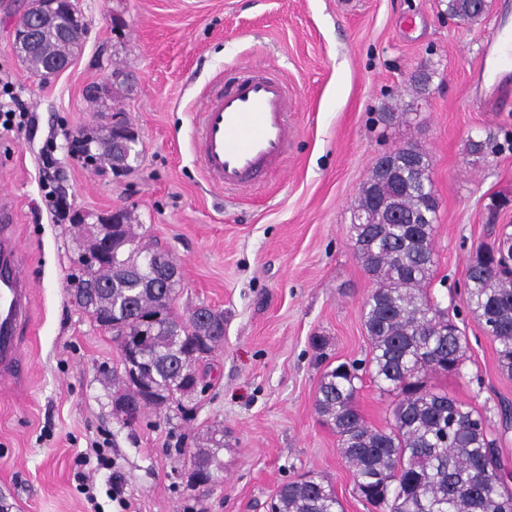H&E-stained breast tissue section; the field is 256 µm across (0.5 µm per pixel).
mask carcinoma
Instances as JSON below:
<instances>
[{
  "label": "carcinoma",
  "instance_id": "carcinoma-1",
  "mask_svg": "<svg viewBox=\"0 0 512 512\" xmlns=\"http://www.w3.org/2000/svg\"><path fill=\"white\" fill-rule=\"evenodd\" d=\"M488 3L448 0V15L464 21L480 19ZM81 38L44 24L22 56L43 75L44 64L68 59ZM136 142L121 143L97 134L86 137L72 154L88 163L131 170ZM468 153L487 157L497 151L489 140H469ZM395 179L381 181L371 169L355 206L353 250L375 288L362 307L371 340L368 364L381 389L395 394L386 426L369 425L356 408L360 366L339 363L320 380L315 407L336 429L339 451L354 469L355 486L375 512H512V489L490 438L487 417L469 405L427 386L432 374L453 373L464 361L466 340L448 314L427 291L435 265L433 237L439 203L432 188L430 159L415 144L387 155ZM112 231V256L91 271L77 257L79 274L73 290L86 298L88 318L108 316L125 325L129 337L140 333L142 319L152 318L150 335L136 342V356L122 357L123 371L112 389L127 396L152 390L150 404L158 413L183 411L194 380L191 366L201 352L224 342V313L203 320L183 318L172 309L178 271L162 265L153 275L137 263L152 248L142 244L131 212H120ZM105 280L100 292L91 280ZM470 310L496 343L499 368L512 377V239L483 245L467 270ZM211 448L191 456L193 469L209 489L221 468L224 444L210 438ZM271 512H342L331 483L310 474L281 486Z\"/></svg>",
  "mask_w": 512,
  "mask_h": 512
}]
</instances>
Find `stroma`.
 Segmentation results:
<instances>
[{"instance_id": "1", "label": "stroma", "mask_w": 512, "mask_h": 512, "mask_svg": "<svg viewBox=\"0 0 512 512\" xmlns=\"http://www.w3.org/2000/svg\"><path fill=\"white\" fill-rule=\"evenodd\" d=\"M0 9V73L29 111L22 129H0V194L10 197L13 232L34 281L21 380L0 381V494L9 512H90L78 474L89 475L103 512H267L276 491L315 472L333 485L344 512H372L355 492L353 468L315 398L327 365L368 359L361 308L374 282L355 257L353 207L371 164L412 142L431 158L438 199L429 292L466 337L459 372L429 378L432 390L485 414L512 471V378L467 305L466 274L478 248L512 234V94L484 108L498 75L482 63L496 25L512 32L503 0L483 20L448 16L441 0H74L86 34L70 67L41 80L13 49L29 0ZM414 20L400 27L402 17ZM279 71L298 92L297 128L283 169L245 192L209 186L193 157L192 116L205 92L234 67ZM130 92L97 101L88 86L112 70ZM432 72L426 94L412 78ZM411 107L405 123L385 108ZM122 113L139 133L130 174L83 164L76 134ZM490 137L499 154L477 162L469 140ZM53 146L70 216L47 210L41 156ZM135 213L145 240L176 260L173 300L185 314L224 313V342L199 373L205 392L190 416L151 410L135 421L111 405L118 342L69 299L83 238L78 216ZM394 398L363 374L356 407L384 426ZM224 437L222 483L189 492V454ZM105 446L110 461L92 462ZM123 479L126 508L108 498Z\"/></svg>"}]
</instances>
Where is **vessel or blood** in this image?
I'll return each instance as SVG.
<instances>
[{
    "instance_id": "1",
    "label": "vessel or blood",
    "mask_w": 512,
    "mask_h": 512,
    "mask_svg": "<svg viewBox=\"0 0 512 512\" xmlns=\"http://www.w3.org/2000/svg\"><path fill=\"white\" fill-rule=\"evenodd\" d=\"M294 100L288 83L260 67L238 68L213 85L197 114L195 147L207 182L245 190L280 168L294 134ZM9 204L0 205V379L23 375L22 346L33 283L10 226Z\"/></svg>"
}]
</instances>
